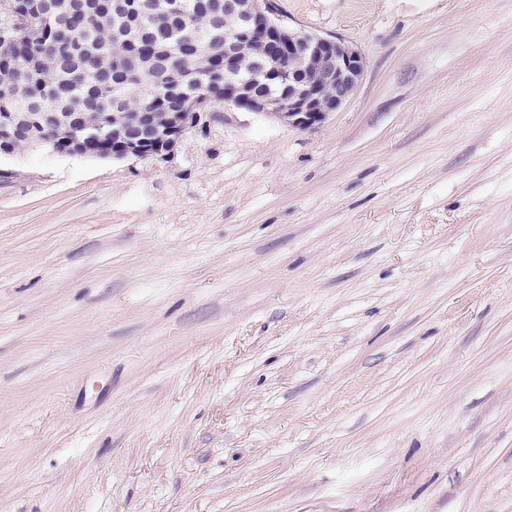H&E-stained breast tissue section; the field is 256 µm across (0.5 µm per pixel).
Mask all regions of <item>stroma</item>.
<instances>
[{
    "label": "stroma",
    "mask_w": 512,
    "mask_h": 512,
    "mask_svg": "<svg viewBox=\"0 0 512 512\" xmlns=\"http://www.w3.org/2000/svg\"><path fill=\"white\" fill-rule=\"evenodd\" d=\"M311 128L0 159V512H512V0H279Z\"/></svg>",
    "instance_id": "obj_1"
}]
</instances>
